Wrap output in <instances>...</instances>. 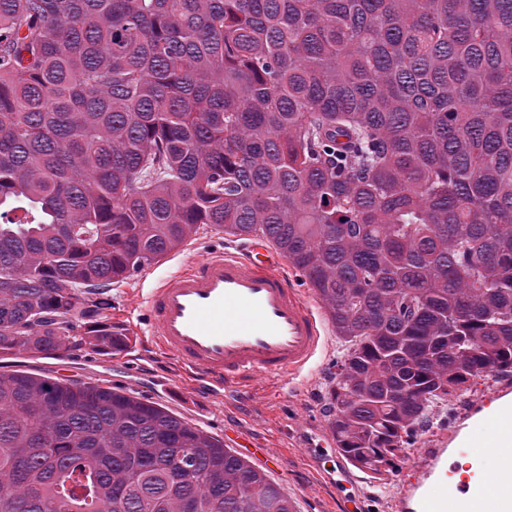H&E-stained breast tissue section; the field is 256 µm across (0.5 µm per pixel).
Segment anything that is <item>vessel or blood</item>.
I'll return each mask as SVG.
<instances>
[{
	"mask_svg": "<svg viewBox=\"0 0 512 512\" xmlns=\"http://www.w3.org/2000/svg\"><path fill=\"white\" fill-rule=\"evenodd\" d=\"M151 342L216 386L249 398L264 381L295 384L327 345L323 316L267 241L244 254L211 251L169 273L144 298ZM472 426L418 449L392 512H512V386L474 400Z\"/></svg>",
	"mask_w": 512,
	"mask_h": 512,
	"instance_id": "obj_1",
	"label": "vessel or blood"
}]
</instances>
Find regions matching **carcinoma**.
Listing matches in <instances>:
<instances>
[{
  "mask_svg": "<svg viewBox=\"0 0 512 512\" xmlns=\"http://www.w3.org/2000/svg\"><path fill=\"white\" fill-rule=\"evenodd\" d=\"M202 224L306 277L382 478L512 375V0H0V355L126 349L108 288ZM0 512L293 510L154 403L13 371Z\"/></svg>",
  "mask_w": 512,
  "mask_h": 512,
  "instance_id": "obj_1",
  "label": "carcinoma"
}]
</instances>
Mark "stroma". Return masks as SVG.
<instances>
[{
    "label": "stroma",
    "mask_w": 512,
    "mask_h": 512,
    "mask_svg": "<svg viewBox=\"0 0 512 512\" xmlns=\"http://www.w3.org/2000/svg\"><path fill=\"white\" fill-rule=\"evenodd\" d=\"M195 252L179 249L160 262L112 286L108 314L112 323L125 329L130 338L127 349L117 354L96 355L84 351L61 356L24 354L4 360L8 370H21L33 375L96 383L117 388L130 396L160 405L169 413L205 434L223 438L226 424L233 423L261 439L279 455V469L267 471V478L288 494L295 512H337L336 498L323 482L322 472H335L336 454L328 452L323 471H316L301 448L303 442L334 443L330 420V389L345 346L338 336H330L327 356L319 360L314 373L305 384L285 395L260 388L255 402L243 403L235 394L217 391L215 397L201 398L195 393L191 374L179 369L165 354L145 341L146 328L139 318L142 307L140 289L154 287L157 280L185 266L193 253L220 248L241 251L244 241L202 225L192 237ZM486 390L485 379H477L468 391L454 397L447 408L435 411L428 424L417 428L416 437L435 438L447 433L449 422L467 408L470 399ZM415 460L407 454L396 463L395 472L383 480L364 478L360 489L351 490L366 512H388V504L398 487L400 473Z\"/></svg>",
    "instance_id": "stroma-1"
}]
</instances>
